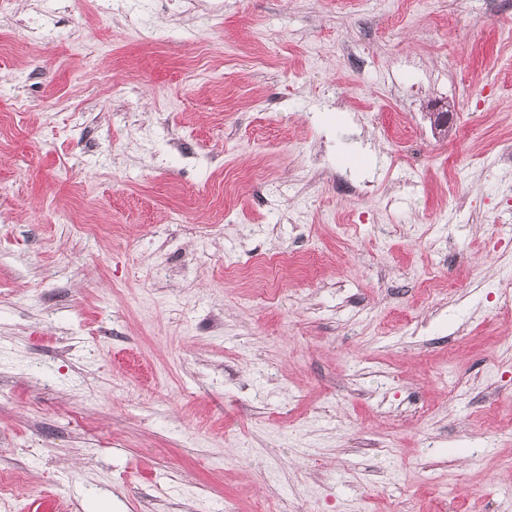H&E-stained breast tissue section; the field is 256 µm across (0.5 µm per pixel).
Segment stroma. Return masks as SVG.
I'll return each instance as SVG.
<instances>
[{
    "label": "stroma",
    "instance_id": "35a3bbf8",
    "mask_svg": "<svg viewBox=\"0 0 512 512\" xmlns=\"http://www.w3.org/2000/svg\"><path fill=\"white\" fill-rule=\"evenodd\" d=\"M508 141L512 0H10L0 512H512Z\"/></svg>",
    "mask_w": 512,
    "mask_h": 512
}]
</instances>
